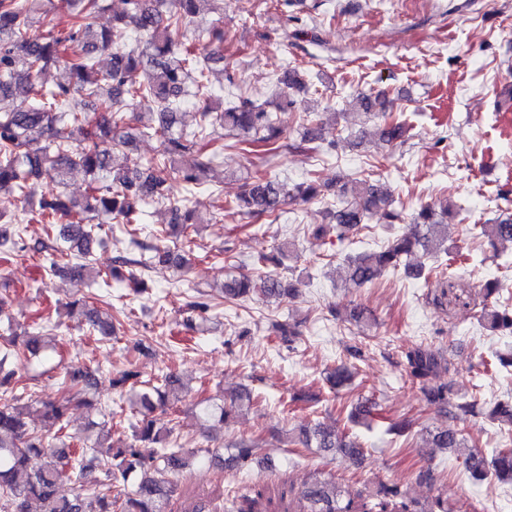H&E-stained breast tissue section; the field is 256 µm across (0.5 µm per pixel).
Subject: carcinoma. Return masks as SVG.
<instances>
[{"instance_id": "cac0c4a2", "label": "carcinoma", "mask_w": 512, "mask_h": 512, "mask_svg": "<svg viewBox=\"0 0 512 512\" xmlns=\"http://www.w3.org/2000/svg\"><path fill=\"white\" fill-rule=\"evenodd\" d=\"M78 10L67 20L47 24L36 17L38 0H0V202L23 204V214H30L45 225V239L36 250L42 254L47 275L64 274L82 284L91 272L89 257L103 243L102 224L94 223L86 213L95 212L128 225L127 233L140 249L138 256L122 259L121 265L104 272L105 279H126L135 292L144 291V281L134 269L150 270L156 266L183 269L189 263L193 239L184 237L185 251L172 252L148 245L137 236L143 232L141 203L148 198L168 199L169 184L180 181L197 184L213 163L218 140L224 132L247 136L243 144L253 153L278 150L282 130L277 125L278 112L294 111V100L283 92L273 102L276 111L266 110L241 97L237 104L221 112L203 113V121L191 132L176 131V114L188 95L208 91V67L191 45L176 49V38L210 3L223 0H125L126 14L115 25L97 32L85 23L87 17L106 9L105 0H71ZM46 30H39L40 26ZM197 39L215 49L224 48V28L212 26L201 30ZM113 47L106 71L99 70L97 53ZM63 65L70 80L53 89L44 88L38 76L52 65ZM76 94L93 100L101 110L94 121L85 112L70 109ZM134 105L157 115L155 135L161 139L160 158L144 164L123 152L130 140L126 131L125 106ZM405 124L384 120L379 134L385 141L402 140ZM112 139L110 150H101L98 140ZM188 150L196 151L189 167L179 164ZM82 169L90 182L83 200H66L57 196L33 200L32 185L42 172L48 171L64 180L75 169ZM290 199L316 201L324 205L329 223L339 237L357 231L373 211H384L390 222L401 220L391 209L389 195L366 179L351 181L350 197L336 203L322 198L319 186L306 180L286 187L268 175L262 165H255L245 178L244 189L234 201L233 209L244 218L279 219ZM172 223L187 229L194 213L188 199L170 202ZM23 221L14 212L0 225V241H13L22 252L26 244L17 225ZM478 236L495 246L512 243V217L500 215L490 224H475ZM448 241V225L441 223L430 206L420 208L407 232L384 249L361 253L347 259L346 279L358 287L371 283L389 267H397L401 258L416 256L406 270L419 278L432 271L431 261ZM130 267L128 275L121 268ZM254 294L283 302L293 296L294 288L281 278L267 273L253 278L231 275L224 282L220 302L194 299L186 304L191 321L205 315L219 304L243 302ZM94 331L102 336L114 333V325L100 318L98 309L81 301ZM478 322L490 331L512 332V310L483 304ZM57 339L43 321L33 319L22 334L12 333L0 339V512H171L173 493L170 476L190 470L207 461L219 469L246 472L257 460L260 449L240 442L234 452L221 456L219 449L207 444L194 448H170L168 443L176 428L174 419L161 422L157 413L170 410L179 401V380L173 374L150 385L140 380L138 371L127 368L112 378V386L132 389L136 394L140 420L132 425L131 437L119 445L111 443L109 424L116 417L112 405L103 404L98 412L107 418L91 422L87 443L75 453L66 443L64 418L72 406H93L85 398L94 386L95 371L80 362H71L62 380L65 395L60 402H42L27 392L20 366L46 349L57 350ZM410 376L423 388L426 399L450 409L453 418L464 422L476 414L473 402H461L452 384L429 385V380L448 369L445 359L427 348L406 353ZM352 367L342 363L329 372L327 381L339 389L351 383ZM249 399L239 395L219 407L220 420L227 422ZM40 413L44 422L55 428L42 432L29 426L32 412ZM299 441L329 453L340 452L361 461L360 446L319 425L299 429ZM433 448L467 449L466 470L474 477L498 482H512V448H502L491 457L469 448L468 441L455 429H441L430 435ZM115 448L103 458L97 448ZM42 459L33 469L30 461ZM70 482L71 494L61 485ZM263 493L256 490L230 512H265L261 508ZM283 512H452L448 498L430 491L415 498L397 485H381L374 492H346L331 478L312 473L297 500H288Z\"/></svg>"}]
</instances>
